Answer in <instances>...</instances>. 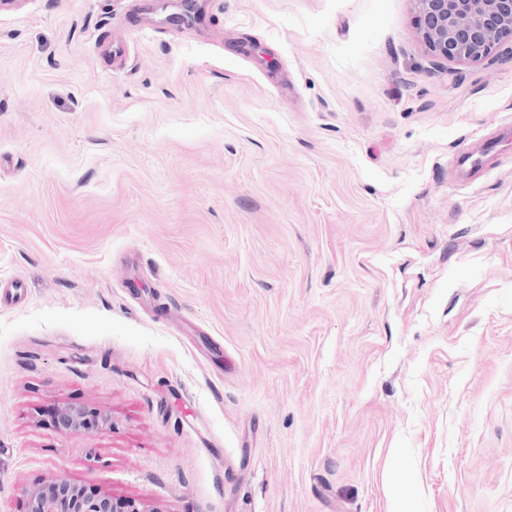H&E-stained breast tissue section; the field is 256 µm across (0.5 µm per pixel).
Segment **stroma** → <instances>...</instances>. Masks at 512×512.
I'll use <instances>...</instances> for the list:
<instances>
[{
  "label": "stroma",
  "instance_id": "35a3bbf8",
  "mask_svg": "<svg viewBox=\"0 0 512 512\" xmlns=\"http://www.w3.org/2000/svg\"><path fill=\"white\" fill-rule=\"evenodd\" d=\"M176 10L0 4V512H512V40ZM57 426L63 432L79 431L93 424L88 411L82 407L64 405L57 410ZM26 512H146L136 500H114L83 487L55 480L27 493Z\"/></svg>",
  "mask_w": 512,
  "mask_h": 512
}]
</instances>
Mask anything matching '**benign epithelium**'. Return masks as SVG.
Here are the masks:
<instances>
[{"mask_svg": "<svg viewBox=\"0 0 512 512\" xmlns=\"http://www.w3.org/2000/svg\"><path fill=\"white\" fill-rule=\"evenodd\" d=\"M421 40L435 57L448 62H477L512 34V0H412ZM92 424L88 411L64 405L57 410L63 432ZM27 512H146L132 499L92 494L65 480L27 493Z\"/></svg>", "mask_w": 512, "mask_h": 512, "instance_id": "benign-epithelium-1", "label": "benign epithelium"}]
</instances>
